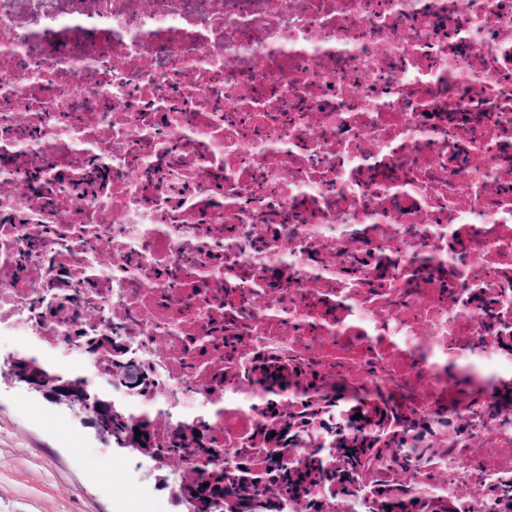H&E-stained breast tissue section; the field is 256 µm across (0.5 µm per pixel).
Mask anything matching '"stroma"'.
I'll list each match as a JSON object with an SVG mask.
<instances>
[{"mask_svg": "<svg viewBox=\"0 0 512 512\" xmlns=\"http://www.w3.org/2000/svg\"><path fill=\"white\" fill-rule=\"evenodd\" d=\"M0 331V512H178L170 484L142 481L143 460L103 443L65 404L8 374L6 356L24 345Z\"/></svg>", "mask_w": 512, "mask_h": 512, "instance_id": "35a3bbf8", "label": "stroma"}]
</instances>
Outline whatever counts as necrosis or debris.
<instances>
[{
  "instance_id": "4bbe7bcc",
  "label": "necrosis or debris",
  "mask_w": 512,
  "mask_h": 512,
  "mask_svg": "<svg viewBox=\"0 0 512 512\" xmlns=\"http://www.w3.org/2000/svg\"><path fill=\"white\" fill-rule=\"evenodd\" d=\"M4 327L224 512H512V0H0ZM198 470L199 466H196L195 469H191L187 473L184 481L190 484L189 488L192 489L191 496L197 500H200L201 502V508H199L198 511L213 512L211 510L212 506L218 503L220 500L224 501V494L226 491H229V489L224 488L223 482L220 483L219 481H216L212 483L208 479L207 471H203L200 475L196 474L197 478L200 480L199 482L195 477V473ZM203 483H206V486H203Z\"/></svg>"
}]
</instances>
